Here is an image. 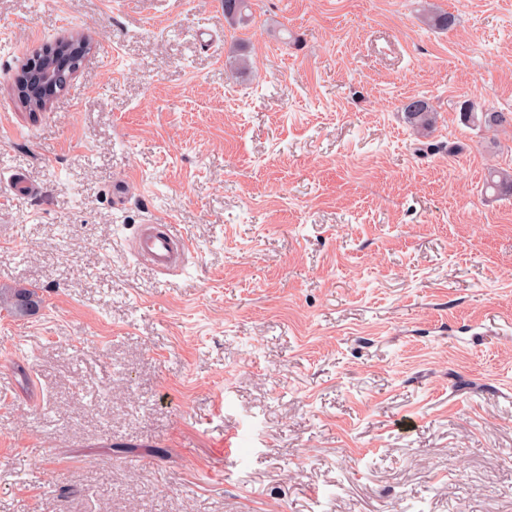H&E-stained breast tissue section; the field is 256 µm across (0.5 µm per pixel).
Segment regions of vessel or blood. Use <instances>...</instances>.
I'll return each mask as SVG.
<instances>
[{
  "label": "vessel or blood",
  "mask_w": 512,
  "mask_h": 512,
  "mask_svg": "<svg viewBox=\"0 0 512 512\" xmlns=\"http://www.w3.org/2000/svg\"><path fill=\"white\" fill-rule=\"evenodd\" d=\"M131 250L138 261L167 272L184 263L191 247L188 238L175 225L155 221L143 225L131 243Z\"/></svg>",
  "instance_id": "1"
}]
</instances>
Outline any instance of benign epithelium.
Here are the masks:
<instances>
[{"mask_svg":"<svg viewBox=\"0 0 512 512\" xmlns=\"http://www.w3.org/2000/svg\"><path fill=\"white\" fill-rule=\"evenodd\" d=\"M84 53L83 45H77L69 38L59 39L20 64L13 74V84L21 105L28 109H45L51 98L65 89Z\"/></svg>","mask_w":512,"mask_h":512,"instance_id":"1","label":"benign epithelium"}]
</instances>
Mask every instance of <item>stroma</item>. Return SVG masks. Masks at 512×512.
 <instances>
[{
    "label": "stroma",
    "instance_id": "obj_1",
    "mask_svg": "<svg viewBox=\"0 0 512 512\" xmlns=\"http://www.w3.org/2000/svg\"><path fill=\"white\" fill-rule=\"evenodd\" d=\"M250 11L0 0V290L41 299L0 311V512H512V126L463 116L512 112V0ZM73 39H59L34 58L19 65L13 84L25 108L43 110L58 92L65 89L85 53ZM402 110L417 134L428 136L432 132L436 123V114L425 98L409 99L402 105ZM468 121L478 123L479 126L485 129L496 131L500 128L512 126V113L502 111H490V112H465ZM131 250L138 261L167 272L184 263L191 247L188 238L174 224L153 221L143 225L131 243Z\"/></svg>",
    "mask_w": 512,
    "mask_h": 512
}]
</instances>
